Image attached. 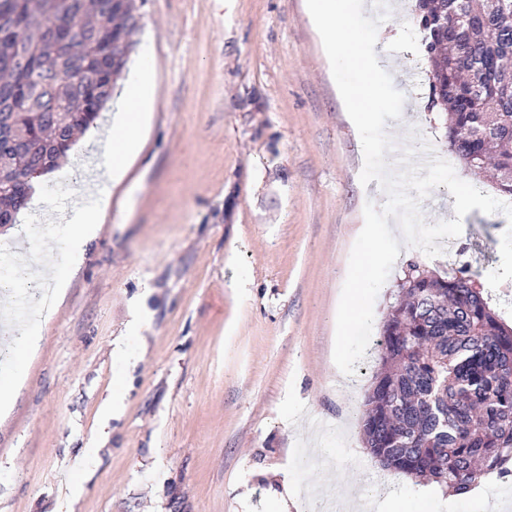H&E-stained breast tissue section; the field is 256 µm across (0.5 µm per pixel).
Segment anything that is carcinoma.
<instances>
[{
  "instance_id": "carcinoma-1",
  "label": "carcinoma",
  "mask_w": 512,
  "mask_h": 512,
  "mask_svg": "<svg viewBox=\"0 0 512 512\" xmlns=\"http://www.w3.org/2000/svg\"><path fill=\"white\" fill-rule=\"evenodd\" d=\"M137 0H0V219L30 199L34 166L60 162L98 119L134 47ZM449 151L473 175L492 169L512 195V0H415ZM447 16L434 32L428 15ZM69 19L64 38L51 27ZM379 366L361 424L384 469L457 495L489 471L512 476V326L475 282L410 261L381 327Z\"/></svg>"
}]
</instances>
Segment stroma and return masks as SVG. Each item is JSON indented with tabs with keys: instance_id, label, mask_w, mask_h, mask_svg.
<instances>
[{
	"instance_id": "obj_1",
	"label": "stroma",
	"mask_w": 512,
	"mask_h": 512,
	"mask_svg": "<svg viewBox=\"0 0 512 512\" xmlns=\"http://www.w3.org/2000/svg\"><path fill=\"white\" fill-rule=\"evenodd\" d=\"M381 28L405 96L396 137L447 152L407 0ZM134 40L130 66L156 70L140 152L121 186L100 185L112 209L63 300L21 315L37 329L22 375L0 371L15 387L0 410V512H271L284 493L305 512L300 485L331 471L383 507L360 435L375 351L344 381L333 360L376 195L306 0H144ZM94 152L75 142L5 242L65 246L73 212L97 201L74 195ZM508 224L475 209L452 239L479 282ZM393 492L425 512L478 510L405 476Z\"/></svg>"
}]
</instances>
